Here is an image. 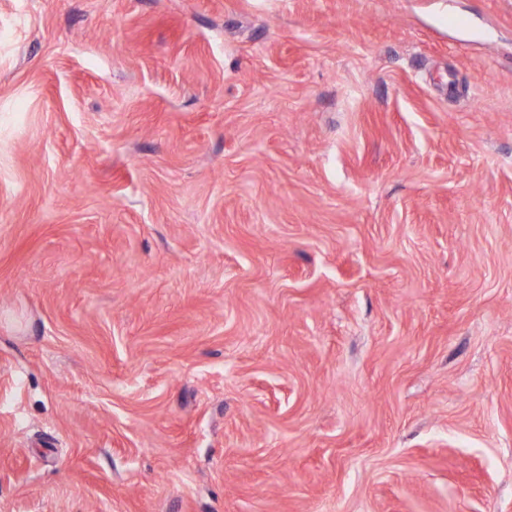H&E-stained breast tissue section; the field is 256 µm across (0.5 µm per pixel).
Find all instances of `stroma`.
I'll return each instance as SVG.
<instances>
[{
  "mask_svg": "<svg viewBox=\"0 0 512 512\" xmlns=\"http://www.w3.org/2000/svg\"><path fill=\"white\" fill-rule=\"evenodd\" d=\"M0 512H512V0H0Z\"/></svg>",
  "mask_w": 512,
  "mask_h": 512,
  "instance_id": "stroma-1",
  "label": "stroma"
}]
</instances>
